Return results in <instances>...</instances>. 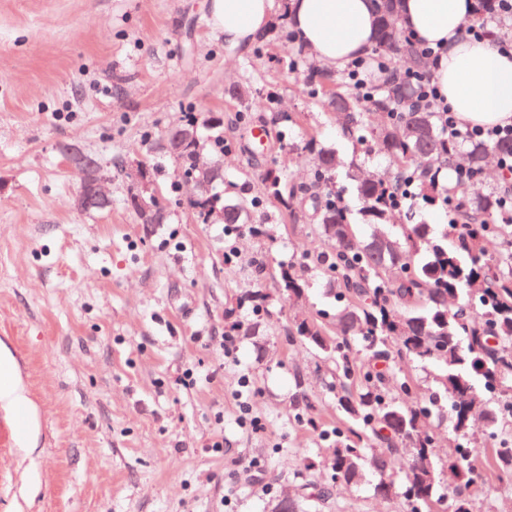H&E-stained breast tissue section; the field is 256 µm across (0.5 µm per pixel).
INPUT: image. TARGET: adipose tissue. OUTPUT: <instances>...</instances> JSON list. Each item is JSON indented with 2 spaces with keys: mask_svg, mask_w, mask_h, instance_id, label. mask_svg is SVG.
<instances>
[{
  "mask_svg": "<svg viewBox=\"0 0 512 512\" xmlns=\"http://www.w3.org/2000/svg\"><path fill=\"white\" fill-rule=\"evenodd\" d=\"M478 0H401V23L421 43L438 48L427 71L465 125L512 124V56L493 39L476 40L467 24ZM275 0H210L213 26L241 47L266 33ZM287 24L321 66L346 69L376 47L373 0H289Z\"/></svg>",
  "mask_w": 512,
  "mask_h": 512,
  "instance_id": "1",
  "label": "adipose tissue"
}]
</instances>
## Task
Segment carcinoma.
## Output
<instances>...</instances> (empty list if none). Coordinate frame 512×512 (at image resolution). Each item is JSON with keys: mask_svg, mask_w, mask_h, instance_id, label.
Wrapping results in <instances>:
<instances>
[{"mask_svg": "<svg viewBox=\"0 0 512 512\" xmlns=\"http://www.w3.org/2000/svg\"><path fill=\"white\" fill-rule=\"evenodd\" d=\"M377 17L376 51L394 67L403 59L408 74L426 71V59L400 27L399 0H374ZM311 93L332 110L345 115L346 132L360 145L374 141L388 156L395 173L412 182L413 197L428 205L448 204V224H392L403 207L386 204L390 182L381 178L360 179L350 175L363 201L365 223L383 235L354 243L355 228L335 184V152L310 140L313 168L310 183L283 190L274 168L265 175V193L259 197L233 193L224 201V227L235 232L248 223L249 215L274 204L282 217L294 221L298 212L312 210L316 232L330 250L315 260L328 277V287L339 306L334 315L337 335L329 322L312 318L294 325L292 334L318 350L332 365L330 389L336 412L346 426L334 434L332 472L340 483L358 482L370 465L378 474L375 492L382 497L399 495L410 512H432L440 506L433 437L420 429L423 420L441 414V399L451 401L455 427L465 434L470 412L485 404L491 390L512 402V217L501 214L500 191L480 197L467 194V184L448 177L453 161L462 152L469 166L481 169L485 157L511 154L512 141L495 146L464 135L450 136L438 113L429 108L412 109L396 118V106L418 97L414 84L391 80L376 86L371 102L363 104L342 87L337 76L317 68L309 75ZM187 120L217 130L206 142L217 160L224 157L223 119L214 113ZM174 162L184 172L196 169L195 150L185 148ZM498 236L504 249L493 263L482 261L484 242ZM457 238L448 246V237ZM426 253L429 260L408 264L412 255ZM278 288L285 299L299 298L305 291L303 274L292 264L279 269ZM360 336L366 361L352 356L350 337ZM433 362L439 366L432 382L437 388L429 405L406 407L399 395L411 392L403 381L391 388L386 377L391 369L408 363ZM488 425L504 440H512V421L497 409L486 412ZM411 452L400 482L390 477L392 461L401 450ZM463 448H455L447 464L459 474L458 483L469 486V471L459 461ZM491 466L498 477L512 480V453L493 451Z\"/></svg>", "mask_w": 512, "mask_h": 512, "instance_id": "cac0c4a2", "label": "carcinoma"}]
</instances>
